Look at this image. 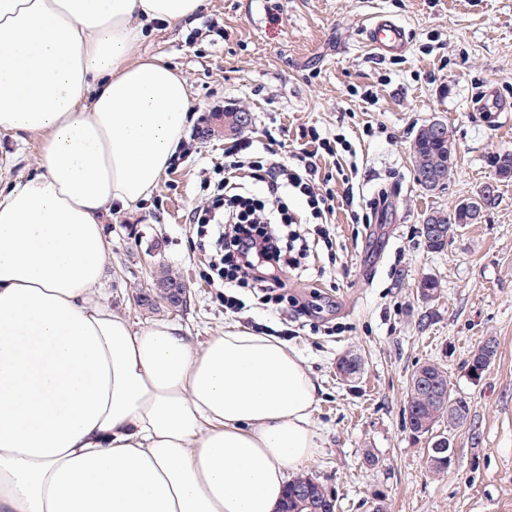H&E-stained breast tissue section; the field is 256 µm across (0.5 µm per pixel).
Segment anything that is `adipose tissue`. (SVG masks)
Segmentation results:
<instances>
[{
  "label": "adipose tissue",
  "instance_id": "obj_1",
  "mask_svg": "<svg viewBox=\"0 0 512 512\" xmlns=\"http://www.w3.org/2000/svg\"><path fill=\"white\" fill-rule=\"evenodd\" d=\"M201 0H0V131L40 174L0 194V512H276L316 453V385L287 344L193 343L103 300L109 205L158 186L191 108L135 50Z\"/></svg>",
  "mask_w": 512,
  "mask_h": 512
}]
</instances>
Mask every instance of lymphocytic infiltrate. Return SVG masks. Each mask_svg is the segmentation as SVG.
I'll list each match as a JSON object with an SVG mask.
<instances>
[{
    "instance_id": "f902f5d3",
    "label": "lymphocytic infiltrate",
    "mask_w": 512,
    "mask_h": 512,
    "mask_svg": "<svg viewBox=\"0 0 512 512\" xmlns=\"http://www.w3.org/2000/svg\"><path fill=\"white\" fill-rule=\"evenodd\" d=\"M329 139L309 131L307 145L284 164L259 152L253 137L234 139L224 149V176L214 183L207 203L193 208L188 220L205 232L211 242L209 279L224 290V305L239 313L249 300L260 305H288L281 271L301 273L310 252L293 226L297 219L288 197L306 198L314 219L327 220L334 213V195L320 191L319 158L333 154ZM249 170L251 179L265 184L268 196L253 198L237 173Z\"/></svg>"
}]
</instances>
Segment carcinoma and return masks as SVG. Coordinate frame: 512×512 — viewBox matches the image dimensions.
Returning <instances> with one entry per match:
<instances>
[{"label":"carcinoma","mask_w":512,"mask_h":512,"mask_svg":"<svg viewBox=\"0 0 512 512\" xmlns=\"http://www.w3.org/2000/svg\"><path fill=\"white\" fill-rule=\"evenodd\" d=\"M455 161V149L451 141L448 126L443 132L434 130L431 124L421 125L420 131L412 144V164L414 180L427 191H435L448 185V177ZM499 195L482 197L480 195L461 201L454 210L446 214L434 211L428 214L420 226V237L425 247L432 252H441L448 245V232L432 235L427 226L433 218L443 225L473 224V216L494 208ZM440 292V283L433 277H426L420 283L418 293L423 302L430 303ZM495 347L487 342L475 350L468 361L474 375H481L491 363ZM420 378L426 387L416 388L409 385L407 406L408 425L414 436L433 432L434 426L443 420L454 427L464 424L469 415V405L457 396L450 387L448 375L434 363L424 362L411 373V378ZM441 390L443 398L437 399L431 389ZM448 439L441 437L432 442L428 449L427 462L435 474H443L451 465ZM337 499L323 485L310 477H298L288 484L287 494L278 512H335Z\"/></svg>","instance_id":"obj_1"}]
</instances>
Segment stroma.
<instances>
[{
    "label": "stroma",
    "instance_id": "1",
    "mask_svg": "<svg viewBox=\"0 0 512 512\" xmlns=\"http://www.w3.org/2000/svg\"><path fill=\"white\" fill-rule=\"evenodd\" d=\"M386 14L409 32L405 53L378 56L365 28ZM176 68L193 94L189 152L169 166L137 206L109 208L105 219V301L133 326L180 325L193 342L237 325L282 330L273 308L226 310L207 281L210 240L189 224L208 197L231 142L215 106L252 115L248 133L288 161L302 133L345 138L351 151L319 162L335 196L332 246L302 276L285 275L290 294L309 306L284 341L305 360L317 386V455L302 473L338 498L337 512H512V179L481 223L453 228L445 250L424 248L426 213L453 211L494 180L491 156L512 150V126L489 122L472 103L486 88L512 99V0H202L188 21L160 26L140 46ZM447 124L456 162L445 190L414 180L411 145L429 120ZM356 166L355 191L387 194L371 225L355 224L336 165ZM39 139L0 132V192L39 174ZM189 290L173 309L158 299L161 270ZM427 276L441 283L424 306ZM433 320L423 321L426 309ZM493 342L480 376L468 361ZM360 358L343 380L339 357ZM442 366L470 414L459 427L440 423L453 455L444 475L427 465L428 437L411 434L404 407L416 364ZM373 452L377 465L364 461Z\"/></svg>",
    "mask_w": 512,
    "mask_h": 512
}]
</instances>
